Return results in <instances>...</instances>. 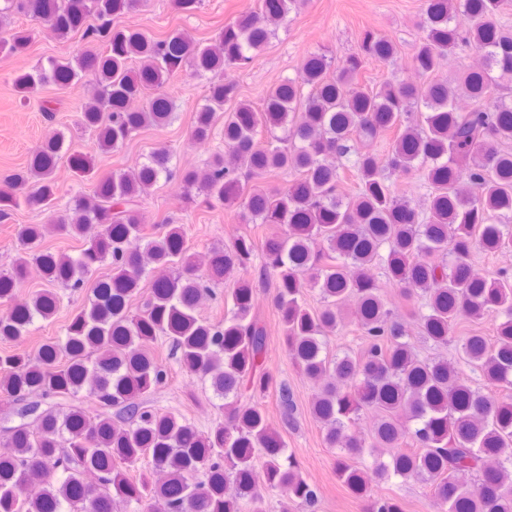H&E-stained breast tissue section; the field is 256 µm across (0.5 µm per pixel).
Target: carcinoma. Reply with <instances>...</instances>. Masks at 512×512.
<instances>
[{"mask_svg": "<svg viewBox=\"0 0 512 512\" xmlns=\"http://www.w3.org/2000/svg\"><path fill=\"white\" fill-rule=\"evenodd\" d=\"M147 0H0V49L26 52L29 30L17 16L44 23L59 40L94 33L102 22L105 47L52 57L15 75L26 98L38 87L87 89L79 128L95 151L110 153L147 127L173 117L165 87L181 68L210 75L195 113L191 139L208 145L216 114L224 113L223 144L202 169L175 170L165 149L132 170L102 177L89 198L75 195L62 214L52 212L56 168L68 157L78 176L91 157L73 152L58 132L14 171L0 189V218L25 205L50 212L45 224H23L11 266L0 270V340L20 344L35 320L52 318L60 288L72 290L103 265L112 274L94 281L92 296L67 326L65 337L37 351L0 353V397L18 406L21 422L0 449V512H112L120 499L151 512H267L265 493L313 508L307 482L287 442L259 402L274 382L266 369L267 332L254 314L255 286L239 275L224 320L197 311L203 295L260 257L262 277L289 359L314 393L310 412L336 451V478L362 498L366 512H404L395 495L374 486L391 477L413 479L431 491L433 512H512V275L485 277L471 257L512 252V30L498 21L504 0H423L424 36L411 57L416 83L393 77L379 88L361 82L376 60L396 53L387 36L366 32L356 52L338 66L313 53L293 78L273 85L262 107L237 99L231 68L249 64L303 0H263L215 40L196 44L179 33L157 38L124 25ZM466 43L481 57L477 69L452 78L439 74L445 58ZM134 98L146 99L136 110ZM466 100L463 110L458 102ZM393 133L386 155L370 148ZM354 156L352 193L333 159ZM293 172L288 186H246L241 174L262 178ZM178 177L185 206L234 204L241 224H277L281 232L257 241L236 234L198 267L183 225L141 224L143 193ZM418 179L424 208L396 193L392 177ZM79 238L75 255L41 248L46 235ZM45 288L24 297L30 263ZM149 294L130 308L144 281ZM422 298L409 316L412 335L393 319L383 285ZM316 292L313 310L307 296ZM352 315L365 346L327 351L328 335ZM491 320L493 338L456 335L458 319ZM187 373L210 382L224 400V420L205 430L144 399L162 385L165 366L152 354L160 338ZM458 345L479 375L475 386L443 355L422 357L416 343ZM85 393L100 407L89 416L54 398ZM374 416L371 430L358 429ZM371 462L361 464L364 456ZM139 477L130 471L142 462ZM87 471L100 481L89 486Z\"/></svg>", "mask_w": 512, "mask_h": 512, "instance_id": "cac0c4a2", "label": "carcinoma"}]
</instances>
